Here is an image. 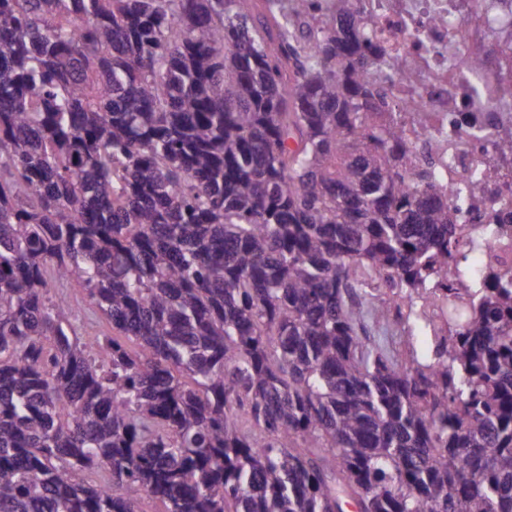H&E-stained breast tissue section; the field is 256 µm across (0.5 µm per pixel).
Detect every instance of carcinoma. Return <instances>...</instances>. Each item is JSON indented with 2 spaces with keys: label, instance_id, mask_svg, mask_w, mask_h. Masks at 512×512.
Wrapping results in <instances>:
<instances>
[{
  "label": "carcinoma",
  "instance_id": "cac0c4a2",
  "mask_svg": "<svg viewBox=\"0 0 512 512\" xmlns=\"http://www.w3.org/2000/svg\"><path fill=\"white\" fill-rule=\"evenodd\" d=\"M310 2L0 0V512H512L499 227L421 162L358 0L304 44ZM430 305V357L366 335ZM59 289L67 300L81 311L84 327L80 330V336H84L86 339H94L99 336L112 335L111 324L100 313H94L81 288L71 284Z\"/></svg>",
  "mask_w": 512,
  "mask_h": 512
}]
</instances>
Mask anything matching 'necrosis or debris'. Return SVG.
I'll list each match as a JSON object with an SVG mask.
<instances>
[{
    "instance_id": "obj_1",
    "label": "necrosis or debris",
    "mask_w": 512,
    "mask_h": 512,
    "mask_svg": "<svg viewBox=\"0 0 512 512\" xmlns=\"http://www.w3.org/2000/svg\"><path fill=\"white\" fill-rule=\"evenodd\" d=\"M376 25L390 60L403 68L388 95L406 127L422 118L426 132L443 136L450 191L463 190L466 177L480 170L481 181L461 203L460 220L481 225L495 220L502 241L479 254L483 265L512 269V153L492 138L477 139L472 125L489 131L512 125V100L498 95L512 82V58L494 34L512 32V0H360ZM485 45L479 61L470 50Z\"/></svg>"
}]
</instances>
